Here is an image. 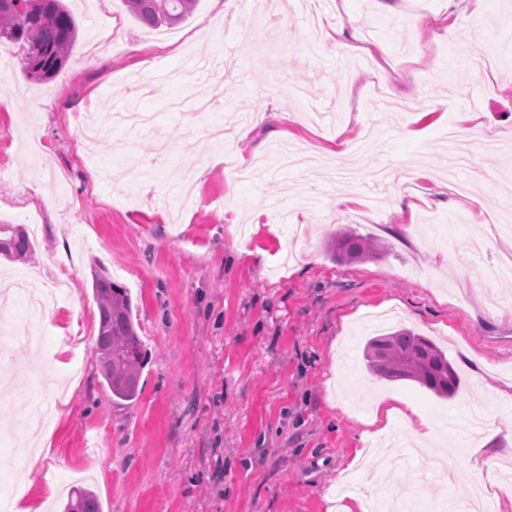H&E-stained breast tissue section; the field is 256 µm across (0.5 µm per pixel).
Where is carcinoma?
Segmentation results:
<instances>
[{
  "instance_id": "carcinoma-1",
  "label": "carcinoma",
  "mask_w": 512,
  "mask_h": 512,
  "mask_svg": "<svg viewBox=\"0 0 512 512\" xmlns=\"http://www.w3.org/2000/svg\"><path fill=\"white\" fill-rule=\"evenodd\" d=\"M132 15L153 28L174 27L193 12L196 0H125ZM77 34L75 18L63 0H0V37L22 45L23 69L33 80H44L66 62ZM33 251L28 231L0 222V255L24 261ZM337 261L375 257L380 247L351 229L330 243ZM93 292L99 308L96 358L114 401L131 402L138 396L140 370L146 354L136 332L131 299L105 271L95 274ZM368 367L390 381H412L438 397L450 398L459 387V376L445 352L431 340L408 329L371 338L365 346ZM65 512H102L97 496L76 486Z\"/></svg>"
}]
</instances>
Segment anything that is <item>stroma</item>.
<instances>
[{
  "mask_svg": "<svg viewBox=\"0 0 512 512\" xmlns=\"http://www.w3.org/2000/svg\"><path fill=\"white\" fill-rule=\"evenodd\" d=\"M67 3L71 55L27 82L26 97L10 84L21 49L0 41L11 60L0 73V221L39 225L28 262L64 290L35 324L18 301L0 305V334L14 337L0 379L22 394L44 376L52 402L32 461L20 452L28 414L0 393V425L15 435L0 442V486L22 492L16 512L29 502L64 512L80 481L103 512H357L380 494L442 512L473 479L470 407L486 401L512 424L498 396L512 382V301L483 275L512 255L486 227L512 203V161L486 148L512 141V0H348L318 28L289 0H197L185 22L155 30L124 0ZM332 29L341 43L369 32L385 75L367 54L340 59L341 44L321 40ZM125 44L154 48L156 65H136ZM190 56L216 64L168 83ZM403 100L415 110L399 111ZM377 101L397 107L394 118L377 116ZM116 107L153 118L128 161L136 181L118 168L125 128L101 139L97 164L80 143L84 112ZM451 125L472 153L458 176L482 226L461 222V197L442 190ZM359 139L355 201L339 206L318 159ZM347 228L381 253L331 261L326 245ZM100 266L128 289L147 351L131 402L113 401L99 373ZM400 328L447 354L461 379L453 397L368 368L367 340ZM378 405L431 419L447 472L410 462L379 481L378 460L401 455L407 433L397 419L378 431Z\"/></svg>",
  "mask_w": 512,
  "mask_h": 512,
  "instance_id": "stroma-1",
  "label": "stroma"
}]
</instances>
